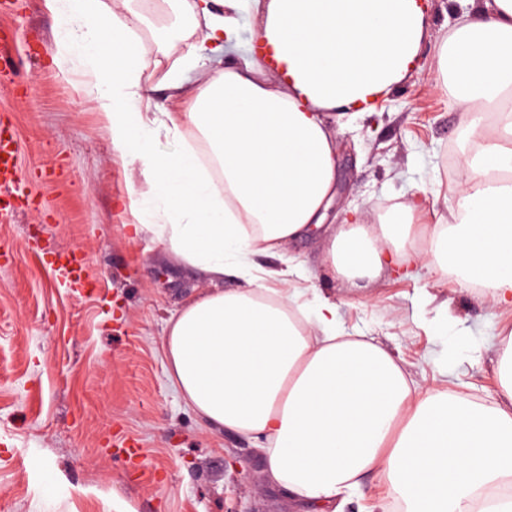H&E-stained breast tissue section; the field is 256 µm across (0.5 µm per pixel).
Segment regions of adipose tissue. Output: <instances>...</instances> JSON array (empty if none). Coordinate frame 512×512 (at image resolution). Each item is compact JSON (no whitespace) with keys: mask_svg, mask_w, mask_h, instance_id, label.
Returning <instances> with one entry per match:
<instances>
[{"mask_svg":"<svg viewBox=\"0 0 512 512\" xmlns=\"http://www.w3.org/2000/svg\"><path fill=\"white\" fill-rule=\"evenodd\" d=\"M180 70L204 74L184 112L153 111L135 29L152 0H45L57 17L51 60L80 71L114 153L146 189L133 236L149 234L185 265L215 280L240 269L246 285L195 296L167 321L162 353L179 400L213 429L261 440L272 479L316 512H340L373 473L404 512H512V329L499 336L501 388L493 404L419 388L378 343L341 335L336 305L299 302L283 283L293 268L264 269L273 252L321 227L336 184L325 115L369 104L414 68L427 20L424 0H163ZM289 78L272 84L262 58L234 62L232 35L245 8ZM437 64L450 105L468 129L492 132L460 159L455 202L416 244L411 206L379 224L342 225L327 261L348 282L411 264L450 272L512 304V0L464 14L440 44ZM173 155L152 150L159 133Z\"/></svg>","mask_w":512,"mask_h":512,"instance_id":"1","label":"adipose tissue"}]
</instances>
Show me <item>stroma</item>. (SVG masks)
<instances>
[{"label": "stroma", "mask_w": 512, "mask_h": 512, "mask_svg": "<svg viewBox=\"0 0 512 512\" xmlns=\"http://www.w3.org/2000/svg\"><path fill=\"white\" fill-rule=\"evenodd\" d=\"M468 10L429 0L414 71L372 112L331 111L336 193L319 232L275 254L293 265L303 300L336 304L346 336L378 341L419 387L443 385L491 403L496 354L512 310L442 271H384L359 285L333 279L328 239L350 209L364 223L415 203L418 223L447 216L457 179L449 158L483 137L438 86L435 48ZM12 38L0 72V121L19 154L12 211L0 214V512H312L268 477L255 440L205 424L176 397L161 343L169 317L212 290L149 236L128 235L142 190L112 152L81 74L50 61L56 20L45 0H0ZM78 251L92 290L74 294L54 264Z\"/></svg>", "instance_id": "35a3bbf8"}]
</instances>
